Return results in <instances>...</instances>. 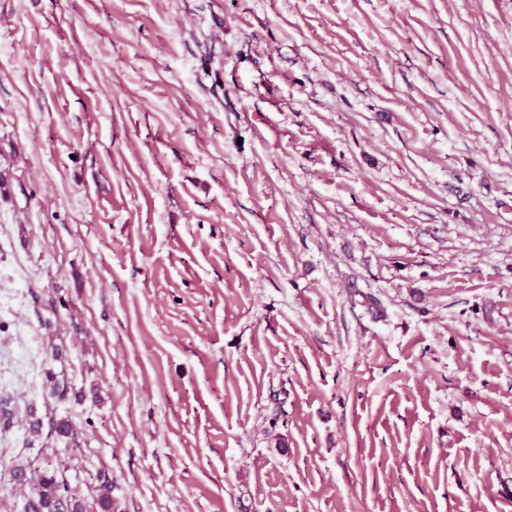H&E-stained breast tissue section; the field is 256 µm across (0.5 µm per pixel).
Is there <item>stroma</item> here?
<instances>
[{
	"mask_svg": "<svg viewBox=\"0 0 512 512\" xmlns=\"http://www.w3.org/2000/svg\"><path fill=\"white\" fill-rule=\"evenodd\" d=\"M0 400V512H512V0H0ZM68 493L67 486L60 484L53 475L39 476L36 478L34 499L28 502V512H58V505L62 510L83 512L79 501L68 500Z\"/></svg>",
	"mask_w": 512,
	"mask_h": 512,
	"instance_id": "stroma-1",
	"label": "stroma"
}]
</instances>
